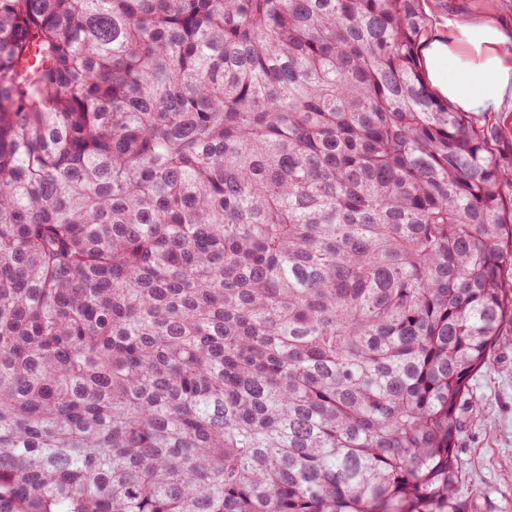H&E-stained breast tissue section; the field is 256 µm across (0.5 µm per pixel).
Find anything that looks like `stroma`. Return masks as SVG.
<instances>
[{
  "instance_id": "obj_1",
  "label": "stroma",
  "mask_w": 512,
  "mask_h": 512,
  "mask_svg": "<svg viewBox=\"0 0 512 512\" xmlns=\"http://www.w3.org/2000/svg\"><path fill=\"white\" fill-rule=\"evenodd\" d=\"M432 36L446 30L460 15L494 17L512 38V0H426ZM492 153L512 170V112L481 115ZM478 403L465 412L458 439V455L465 468L464 494L472 497L474 512H512V322L504 323L491 365L471 381Z\"/></svg>"
}]
</instances>
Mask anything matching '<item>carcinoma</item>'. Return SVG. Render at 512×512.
I'll return each mask as SVG.
<instances>
[{
	"instance_id": "carcinoma-1",
	"label": "carcinoma",
	"mask_w": 512,
	"mask_h": 512,
	"mask_svg": "<svg viewBox=\"0 0 512 512\" xmlns=\"http://www.w3.org/2000/svg\"><path fill=\"white\" fill-rule=\"evenodd\" d=\"M424 0H0V512H471L512 173Z\"/></svg>"
}]
</instances>
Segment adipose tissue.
<instances>
[{
    "instance_id": "ef3b65f1",
    "label": "adipose tissue",
    "mask_w": 512,
    "mask_h": 512,
    "mask_svg": "<svg viewBox=\"0 0 512 512\" xmlns=\"http://www.w3.org/2000/svg\"><path fill=\"white\" fill-rule=\"evenodd\" d=\"M428 81L466 112L512 106V40L491 18L458 17L425 52Z\"/></svg>"
}]
</instances>
